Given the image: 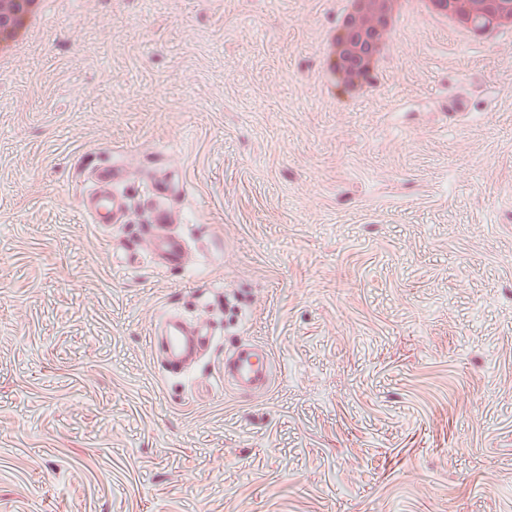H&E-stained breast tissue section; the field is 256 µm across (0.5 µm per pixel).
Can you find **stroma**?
I'll return each instance as SVG.
<instances>
[{
	"mask_svg": "<svg viewBox=\"0 0 512 512\" xmlns=\"http://www.w3.org/2000/svg\"><path fill=\"white\" fill-rule=\"evenodd\" d=\"M344 2L47 0L0 68V512H512V30L408 17L347 92ZM169 309L213 336L184 375ZM241 341L267 394L217 370ZM93 176L92 188L79 196L81 208L98 227L125 224L130 209L128 197L115 189L123 180L122 166L116 162L99 166ZM180 183L161 184L154 195V205L149 224L154 244L153 263L160 271L168 272L182 268L184 255L188 248L187 239L180 233L170 230L169 200L178 195Z\"/></svg>",
	"mask_w": 512,
	"mask_h": 512,
	"instance_id": "35a3bbf8",
	"label": "stroma"
}]
</instances>
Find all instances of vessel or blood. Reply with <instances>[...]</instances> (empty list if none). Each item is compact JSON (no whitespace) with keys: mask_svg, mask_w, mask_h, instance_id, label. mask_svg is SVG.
I'll list each match as a JSON object with an SVG mask.
<instances>
[{"mask_svg":"<svg viewBox=\"0 0 512 512\" xmlns=\"http://www.w3.org/2000/svg\"><path fill=\"white\" fill-rule=\"evenodd\" d=\"M93 186L80 195L81 208L97 226L109 228L126 223L129 201L126 194L118 192L123 180L119 163L97 167L93 172ZM182 190L178 184L160 185L154 195L149 227L154 244L153 263L158 270L168 272L181 268L188 248L187 239L169 228V201ZM166 354L168 373L178 374L196 364L210 342L208 327L172 312H164L154 329ZM225 380L238 390L253 392L269 390L273 380L270 361L265 360L260 349L245 343L226 352L220 365Z\"/></svg>","mask_w":512,"mask_h":512,"instance_id":"vessel-or-blood-1","label":"vessel or blood"}]
</instances>
